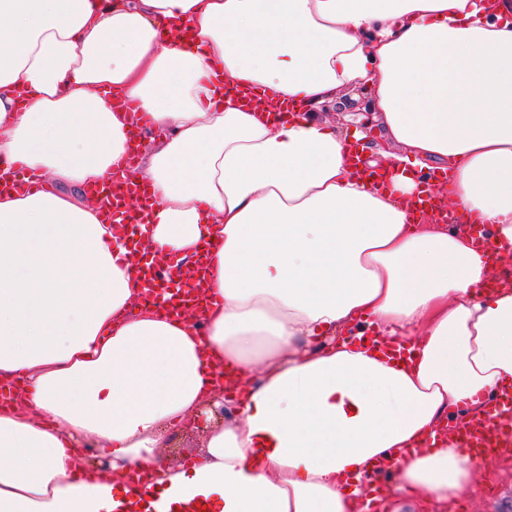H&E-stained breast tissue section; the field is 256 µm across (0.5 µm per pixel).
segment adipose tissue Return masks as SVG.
Returning a JSON list of instances; mask_svg holds the SVG:
<instances>
[{
	"label": "adipose tissue",
	"instance_id": "ef3b65f1",
	"mask_svg": "<svg viewBox=\"0 0 512 512\" xmlns=\"http://www.w3.org/2000/svg\"><path fill=\"white\" fill-rule=\"evenodd\" d=\"M357 88L409 156L379 183L318 115ZM140 121L163 138L127 169ZM16 162L42 186L0 193V512H120L134 470L145 512H448L484 476L425 441L512 384V0H0V183ZM423 169L455 224L413 213ZM127 178L137 242L87 193ZM203 248L205 326L142 302L131 253ZM219 368L244 399L164 462ZM86 439L108 464L75 481Z\"/></svg>",
	"mask_w": 512,
	"mask_h": 512
}]
</instances>
